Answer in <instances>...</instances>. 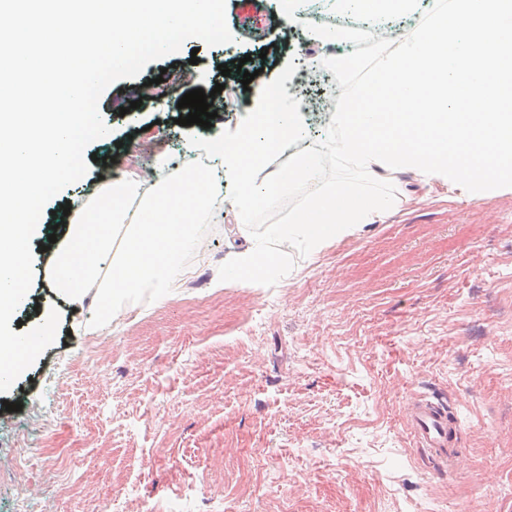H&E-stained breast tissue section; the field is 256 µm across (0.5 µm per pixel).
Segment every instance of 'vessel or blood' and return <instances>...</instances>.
Instances as JSON below:
<instances>
[{
    "mask_svg": "<svg viewBox=\"0 0 512 512\" xmlns=\"http://www.w3.org/2000/svg\"><path fill=\"white\" fill-rule=\"evenodd\" d=\"M408 423L416 441L427 448L434 460L442 463L454 461L459 424L443 407L428 402L415 404Z\"/></svg>",
    "mask_w": 512,
    "mask_h": 512,
    "instance_id": "obj_1",
    "label": "vessel or blood"
}]
</instances>
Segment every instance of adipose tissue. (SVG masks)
Returning <instances> with one entry per match:
<instances>
[{"label":"adipose tissue","instance_id":"adipose-tissue-1","mask_svg":"<svg viewBox=\"0 0 512 512\" xmlns=\"http://www.w3.org/2000/svg\"><path fill=\"white\" fill-rule=\"evenodd\" d=\"M140 177L111 182L103 205L81 222L67 225L51 255L53 286L72 301L88 290L101 299H122L131 293L172 285L178 260L196 232V219L211 199L210 179L192 168L178 179L160 182L156 193L136 211L127 202L138 195ZM124 227L123 250L108 263L113 234Z\"/></svg>","mask_w":512,"mask_h":512}]
</instances>
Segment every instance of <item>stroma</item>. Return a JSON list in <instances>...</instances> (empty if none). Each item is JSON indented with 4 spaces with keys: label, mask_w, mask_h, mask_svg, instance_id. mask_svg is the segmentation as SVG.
Segmentation results:
<instances>
[{
    "label": "stroma",
    "mask_w": 512,
    "mask_h": 512,
    "mask_svg": "<svg viewBox=\"0 0 512 512\" xmlns=\"http://www.w3.org/2000/svg\"><path fill=\"white\" fill-rule=\"evenodd\" d=\"M225 15L234 40L223 49L188 39L105 90L110 136L85 150L102 183L160 156L175 177L188 135L236 130L287 62L345 55L304 22L372 27L342 0H306L293 22L278 0H226ZM218 54L255 78H225L212 128L177 125L163 102L131 108L132 90L164 68L209 89ZM336 88L303 112L307 136L288 155L323 138ZM148 140L159 152H141ZM386 179L392 212L296 257L272 286L220 282V266L254 244L220 184L171 288L115 305L106 325L35 271L60 322L0 393L22 405L0 413V512H512V192L473 199L410 172ZM416 399L460 421L454 466L416 447ZM81 435L59 463L58 445Z\"/></svg>",
    "instance_id": "1"
}]
</instances>
